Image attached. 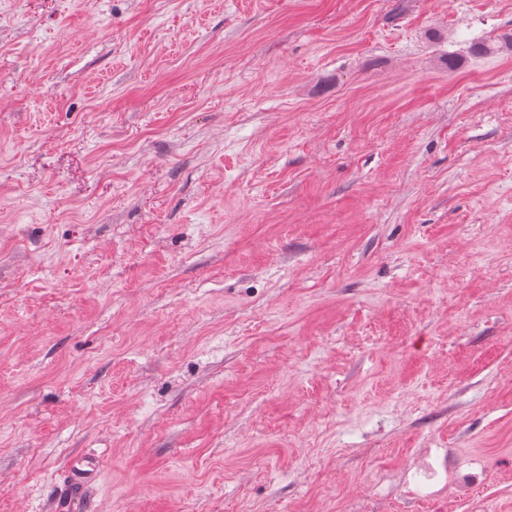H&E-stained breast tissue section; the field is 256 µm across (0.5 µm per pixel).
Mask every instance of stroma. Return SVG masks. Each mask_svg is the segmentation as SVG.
Wrapping results in <instances>:
<instances>
[{
	"label": "stroma",
	"instance_id": "stroma-1",
	"mask_svg": "<svg viewBox=\"0 0 512 512\" xmlns=\"http://www.w3.org/2000/svg\"><path fill=\"white\" fill-rule=\"evenodd\" d=\"M512 512V0H0V512Z\"/></svg>",
	"mask_w": 512,
	"mask_h": 512
}]
</instances>
